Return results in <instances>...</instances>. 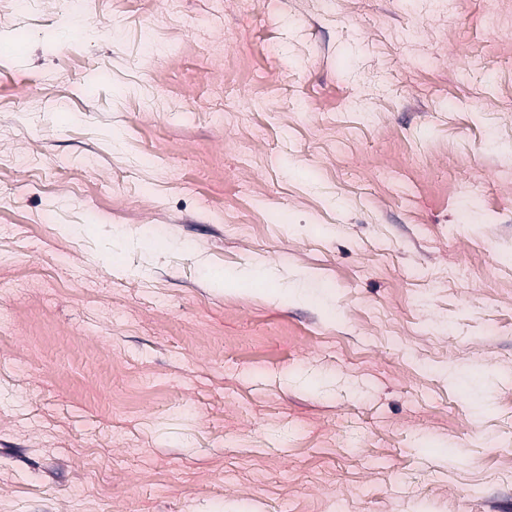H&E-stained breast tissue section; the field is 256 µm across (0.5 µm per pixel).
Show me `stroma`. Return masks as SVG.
Listing matches in <instances>:
<instances>
[{
    "label": "stroma",
    "instance_id": "35a3bbf8",
    "mask_svg": "<svg viewBox=\"0 0 512 512\" xmlns=\"http://www.w3.org/2000/svg\"><path fill=\"white\" fill-rule=\"evenodd\" d=\"M490 2L0 0V512H512Z\"/></svg>",
    "mask_w": 512,
    "mask_h": 512
}]
</instances>
